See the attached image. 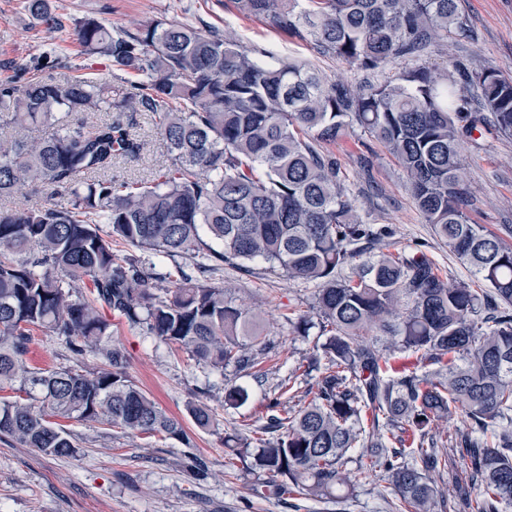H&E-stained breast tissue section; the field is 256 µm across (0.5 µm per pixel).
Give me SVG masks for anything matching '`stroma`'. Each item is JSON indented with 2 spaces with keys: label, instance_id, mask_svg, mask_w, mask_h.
<instances>
[{
  "label": "stroma",
  "instance_id": "35a3bbf8",
  "mask_svg": "<svg viewBox=\"0 0 512 512\" xmlns=\"http://www.w3.org/2000/svg\"><path fill=\"white\" fill-rule=\"evenodd\" d=\"M461 4L468 36L449 35L445 51L428 54L429 64L442 70L454 59L512 77V0H461ZM55 6L67 18L92 17L131 31L137 24L156 20L207 26L229 33L243 49L270 51L285 60L313 65L331 82L378 85L409 66L405 60L375 71L348 66L318 54L309 40L244 15L234 0H55ZM53 44L68 47L79 73L105 78L112 72L106 58L81 54L70 29H47L28 16L22 0H0V83L16 78L17 65ZM135 119L147 145L140 156L115 161L110 174L145 181L168 155L164 142L152 131L149 113H137ZM323 150L339 164L364 219L392 229L391 249L424 253L444 275L469 280L467 267L449 253L417 211L405 172L383 144L353 128ZM459 154L471 192L473 222L504 235L505 225H512V137L481 125L461 140ZM205 278L229 286L237 301L259 312L262 335L274 342V350L259 355L249 371L230 367L218 375L177 347L144 336L125 320L113 319L112 338L128 359L130 377L163 411L182 421L187 441L126 434L103 422L68 419L64 426L77 452L52 456L0 435V512H395L398 501L392 486L362 470L353 459L345 466L352 493L340 502L302 493L285 502L259 498L249 490L251 478L243 466L228 467L225 434L251 436L266 423L274 398H281L291 411L306 407L312 399L310 390L318 376L305 374L304 367L321 338L314 329L305 336L295 334L292 317L308 310L315 287L265 272L258 264L246 271L226 263ZM25 360L42 369H93L104 364L91 354L75 356L57 337L39 331L28 344ZM228 383L248 387L247 403L225 405ZM192 402L211 409L215 419L211 429L194 425L187 413ZM193 457L205 465L203 479H194L188 471ZM462 467V459L455 455L447 469L433 475L437 498L444 503L442 512H466L463 501L473 491L456 481Z\"/></svg>",
  "mask_w": 512,
  "mask_h": 512
}]
</instances>
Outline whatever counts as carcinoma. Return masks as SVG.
<instances>
[{"mask_svg": "<svg viewBox=\"0 0 512 512\" xmlns=\"http://www.w3.org/2000/svg\"><path fill=\"white\" fill-rule=\"evenodd\" d=\"M234 2L350 66L416 64L368 88L329 83L314 68L241 50L204 26L114 30L95 18L70 21L53 0H23L33 20L49 29L71 22L82 52L136 80L66 75V50L51 46L0 83V387L30 395L0 401V434L54 456L77 449L60 419L185 439L182 422L131 380L101 309L219 372L254 367L260 323L224 285L180 270L163 286L136 257H116L112 240L191 256L201 272L210 262L262 261L315 284L317 321L303 312L295 329L306 336L316 325L325 341L307 365L321 372L307 407L290 413L276 398L259 437L224 440L233 456L251 458L252 493L345 499L343 466L357 450L367 471H385L399 512H433L430 473L448 466V455L430 426L458 411L467 429L448 434V448L468 459L460 480L475 490L470 512H502L512 504V246L472 222L459 143L477 129L473 99L497 132L512 136V78L460 60L442 76L421 62L446 46L448 33L468 34L460 0ZM45 60L62 73L27 77ZM102 107L110 120L70 119ZM136 112L152 113L169 157L146 183L108 175L114 160L140 154ZM32 125L44 134H22ZM355 125L397 159L426 223L483 287L443 276L421 252L388 251L389 227L361 218L336 160L320 150ZM26 185L49 186L67 203L1 204ZM100 224L111 234H100ZM36 330L77 356H102L105 367L27 366ZM395 350L440 368L395 372L385 356ZM248 399L247 388L224 385L225 404ZM188 414L200 429L213 423L204 404H190Z\"/></svg>", "mask_w": 512, "mask_h": 512, "instance_id": "1", "label": "carcinoma"}]
</instances>
